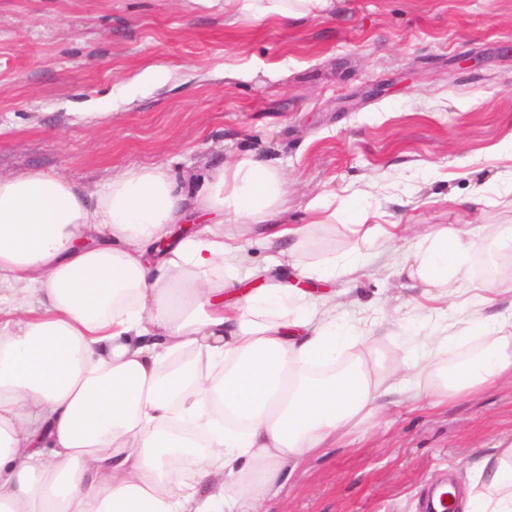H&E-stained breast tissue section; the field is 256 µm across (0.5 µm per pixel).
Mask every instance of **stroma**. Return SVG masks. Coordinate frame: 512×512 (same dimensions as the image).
Returning <instances> with one entry per match:
<instances>
[{
    "instance_id": "1",
    "label": "stroma",
    "mask_w": 512,
    "mask_h": 512,
    "mask_svg": "<svg viewBox=\"0 0 512 512\" xmlns=\"http://www.w3.org/2000/svg\"><path fill=\"white\" fill-rule=\"evenodd\" d=\"M240 77H224L225 64ZM103 111L100 119L92 111ZM512 0H334L288 22L222 0H0V173L56 172L88 187L132 166L203 175L230 154L278 160L284 217L335 224L306 261L355 244L349 224L512 225ZM484 200L462 209L474 187ZM359 195V212L334 198ZM406 249L336 278V321L359 349L410 361L430 328L460 336L512 312L423 296ZM512 443V380L432 406H390L286 476L263 512H424L431 487L470 485L459 461Z\"/></svg>"
}]
</instances>
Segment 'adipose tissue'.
Returning a JSON list of instances; mask_svg holds the SVG:
<instances>
[{"mask_svg":"<svg viewBox=\"0 0 512 512\" xmlns=\"http://www.w3.org/2000/svg\"><path fill=\"white\" fill-rule=\"evenodd\" d=\"M334 0H224L257 17L318 15ZM282 171L256 157L201 180L127 168L88 189L59 174L0 175V512H260L284 468L389 405L448 400L512 377V321L475 322L483 350L454 360L431 332L406 366L372 368L359 327L328 319L327 281L402 242L435 297L473 253L512 244L473 228L354 224L358 244L306 263L315 224L281 218ZM194 236H172L175 224ZM265 245L254 264L239 225ZM167 240L165 250L157 243ZM425 376L427 391L411 388ZM457 512H512V446L472 471Z\"/></svg>","mask_w":512,"mask_h":512,"instance_id":"1","label":"adipose tissue"}]
</instances>
